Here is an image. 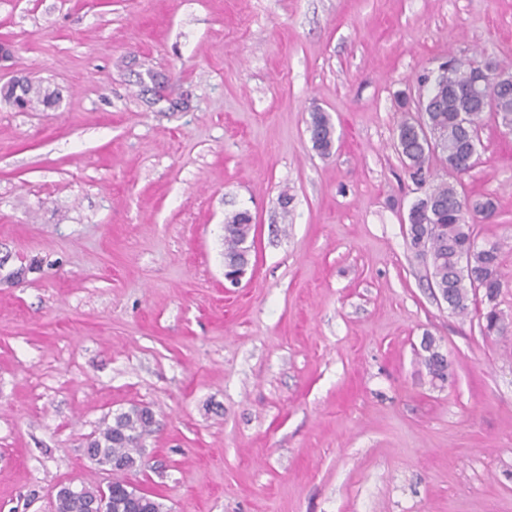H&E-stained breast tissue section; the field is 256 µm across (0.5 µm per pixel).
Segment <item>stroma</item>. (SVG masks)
Instances as JSON below:
<instances>
[{
    "label": "stroma",
    "instance_id": "stroma-1",
    "mask_svg": "<svg viewBox=\"0 0 512 512\" xmlns=\"http://www.w3.org/2000/svg\"><path fill=\"white\" fill-rule=\"evenodd\" d=\"M0 39V83L58 93L0 99V267L26 270L0 281V512L109 481L86 442L133 405L155 424L129 479L169 512H512V332L435 298L396 150L442 61L512 71V0H0ZM479 138L430 178L494 201L512 319V134ZM236 211L254 267L228 290ZM308 130L313 149L322 156H329L335 137V126L329 115L321 110L312 112ZM251 215L246 211L234 212L224 222V255L227 258H241L245 248V240L251 235L254 225ZM250 246L245 252H250ZM440 344L437 343L436 339L430 338L428 342L422 344V351L424 354L421 355V359L427 367L429 374L432 379L438 380L444 383L448 379V373L445 372V367L439 368L437 366L438 360L441 357Z\"/></svg>",
    "mask_w": 512,
    "mask_h": 512
}]
</instances>
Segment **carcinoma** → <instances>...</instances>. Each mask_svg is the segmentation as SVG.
I'll list each match as a JSON object with an SVG mask.
<instances>
[{
    "label": "carcinoma",
    "instance_id": "carcinoma-1",
    "mask_svg": "<svg viewBox=\"0 0 512 512\" xmlns=\"http://www.w3.org/2000/svg\"><path fill=\"white\" fill-rule=\"evenodd\" d=\"M468 64L448 67L438 74L424 101V112L416 119H405L398 126V149L406 161L409 176L424 181L430 160L437 156L448 167V174L463 173L458 159L477 153L479 131L487 112L482 101L468 96L473 81ZM504 131L512 134V97L501 100L493 112ZM312 147L322 156L330 155L335 126L321 110L311 113L308 125ZM494 213L491 201L468 200L447 181L430 183L425 197L418 199L407 215V236L414 254L422 258L431 283L447 299L451 313L465 317L472 301L483 294L486 307L479 313L481 332L486 336H503L508 332L506 317L498 309L501 283L498 269L501 246L488 241L480 246L472 220L476 216ZM246 211L234 212L224 222V255L242 257L245 240L254 225ZM421 359L432 379L445 382L448 373L437 366L441 357L440 344L434 339L422 344ZM152 430L147 409L132 406L112 418V421L86 442L91 455L111 464L112 481L107 485L104 512H164L165 506L152 495L144 498L136 493L137 486L126 480V474L136 463L143 436ZM100 488L86 486V493L71 495L61 490L57 495L56 512H89L94 495Z\"/></svg>",
    "mask_w": 512,
    "mask_h": 512
}]
</instances>
